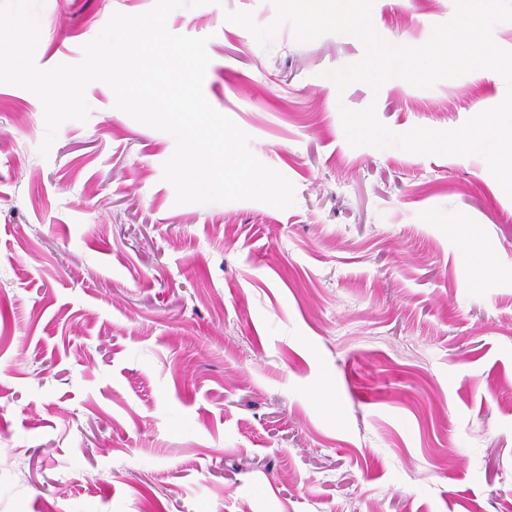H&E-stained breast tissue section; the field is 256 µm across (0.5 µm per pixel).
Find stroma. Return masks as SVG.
Instances as JSON below:
<instances>
[{
  "mask_svg": "<svg viewBox=\"0 0 512 512\" xmlns=\"http://www.w3.org/2000/svg\"><path fill=\"white\" fill-rule=\"evenodd\" d=\"M44 0L40 68L81 60L114 12ZM210 0L203 93L295 188L175 202L173 137L88 85L49 155L41 101L0 84V512H512V198L479 156L351 147L340 107L397 133L500 103L491 70L338 91L362 43L261 47ZM454 0H375L387 41L425 43ZM470 238L493 269L461 256Z\"/></svg>",
  "mask_w": 512,
  "mask_h": 512,
  "instance_id": "stroma-1",
  "label": "stroma"
}]
</instances>
